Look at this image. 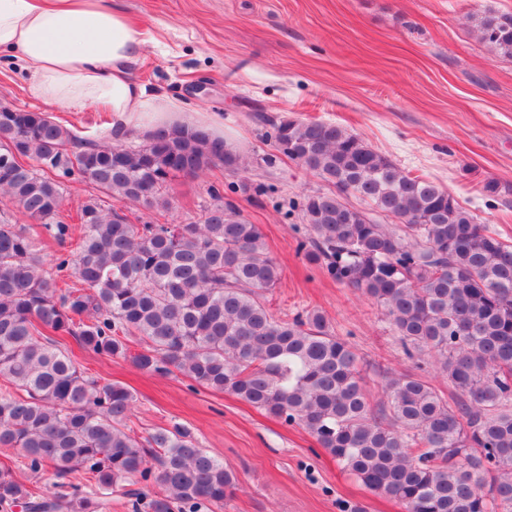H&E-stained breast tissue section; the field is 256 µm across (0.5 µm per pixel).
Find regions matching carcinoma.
I'll return each instance as SVG.
<instances>
[{"mask_svg":"<svg viewBox=\"0 0 512 512\" xmlns=\"http://www.w3.org/2000/svg\"><path fill=\"white\" fill-rule=\"evenodd\" d=\"M512 57V13L477 25ZM277 152L330 189L300 202L305 258L370 298L407 360L434 357L454 394L421 375L384 371L371 405L361 357L319 311L275 316L265 294L283 270L260 225L220 189L184 224L130 217L111 201L170 211L167 183L243 158L202 128H160L145 142L95 144L44 112H0V193L65 252L46 269L33 228L0 212V447L54 479L34 491L0 468V507L209 512L236 478L186 430L127 432L134 401L99 383L42 336H73L140 370L176 369L315 438L368 490L403 512H512V243L441 184L412 175L340 125L267 120ZM96 193L63 214L64 179ZM354 196L366 204L352 205ZM378 213L398 220L390 226ZM143 344L130 354L131 340ZM73 473L84 483L64 489Z\"/></svg>","mask_w":512,"mask_h":512,"instance_id":"1","label":"carcinoma"}]
</instances>
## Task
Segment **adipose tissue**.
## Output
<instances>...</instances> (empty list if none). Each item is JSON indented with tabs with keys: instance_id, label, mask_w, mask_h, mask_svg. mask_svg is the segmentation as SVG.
<instances>
[{
	"instance_id": "1",
	"label": "adipose tissue",
	"mask_w": 512,
	"mask_h": 512,
	"mask_svg": "<svg viewBox=\"0 0 512 512\" xmlns=\"http://www.w3.org/2000/svg\"><path fill=\"white\" fill-rule=\"evenodd\" d=\"M142 45L141 27L104 0H0V55L20 61L30 73L34 99L109 112V135L116 142L134 124L147 131L202 127L223 137L221 113L189 110L179 98L130 79L128 66Z\"/></svg>"
}]
</instances>
